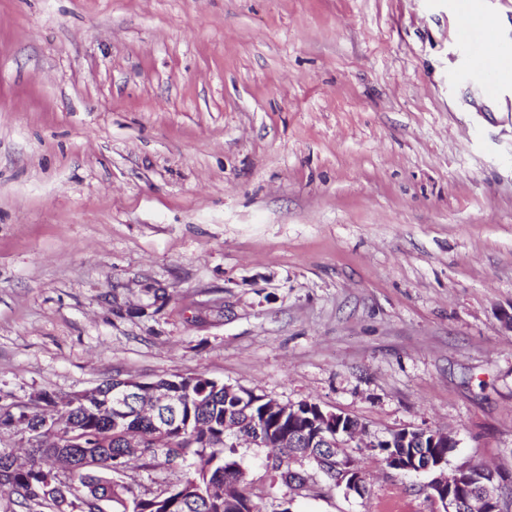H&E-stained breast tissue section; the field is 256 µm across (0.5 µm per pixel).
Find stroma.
Wrapping results in <instances>:
<instances>
[{
    "mask_svg": "<svg viewBox=\"0 0 512 512\" xmlns=\"http://www.w3.org/2000/svg\"><path fill=\"white\" fill-rule=\"evenodd\" d=\"M444 0H0V407L201 374L512 484V87ZM293 512H436L349 445ZM262 448L241 447L262 512Z\"/></svg>",
    "mask_w": 512,
    "mask_h": 512,
    "instance_id": "35a3bbf8",
    "label": "stroma"
}]
</instances>
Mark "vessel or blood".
Wrapping results in <instances>:
<instances>
[{
  "label": "vessel or blood",
  "instance_id": "1",
  "mask_svg": "<svg viewBox=\"0 0 512 512\" xmlns=\"http://www.w3.org/2000/svg\"><path fill=\"white\" fill-rule=\"evenodd\" d=\"M483 0H448V11L460 21L457 45L467 60L466 76L497 96L505 81H512V42L494 38V23Z\"/></svg>",
  "mask_w": 512,
  "mask_h": 512
}]
</instances>
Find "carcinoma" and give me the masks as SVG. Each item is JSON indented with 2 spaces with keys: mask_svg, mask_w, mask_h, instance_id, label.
<instances>
[{
  "mask_svg": "<svg viewBox=\"0 0 512 512\" xmlns=\"http://www.w3.org/2000/svg\"><path fill=\"white\" fill-rule=\"evenodd\" d=\"M182 401L177 423L166 433H156L158 414L146 413L140 401L132 403L125 417L115 421L106 406L111 382L102 383L100 397L84 406L69 407L63 399L43 392L48 408L35 411L25 425L15 423L12 413L0 412V424L22 437L26 429L41 428L37 444L18 456L0 448V494L25 512H97V503L112 502L113 512H128L137 504L141 512H259L253 501L252 481L237 459L239 444L254 440L267 448L269 488L279 479L286 486L303 489L292 464L315 465L330 482L336 470L316 461L318 448H295L281 442L279 432L300 425L292 409L274 427V414L265 404L242 401L229 395L224 385L202 375L161 378ZM151 471L164 467L172 479L149 495L135 491L125 481L131 466ZM63 482L69 505L55 509V497L44 501L39 491L47 478Z\"/></svg>",
  "mask_w": 512,
  "mask_h": 512,
  "instance_id": "cac0c4a2",
  "label": "carcinoma"
}]
</instances>
